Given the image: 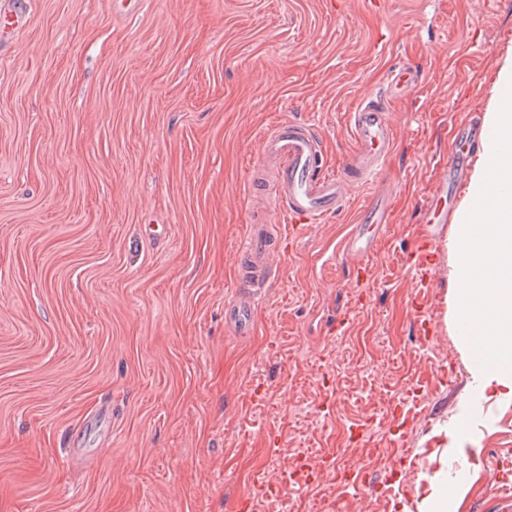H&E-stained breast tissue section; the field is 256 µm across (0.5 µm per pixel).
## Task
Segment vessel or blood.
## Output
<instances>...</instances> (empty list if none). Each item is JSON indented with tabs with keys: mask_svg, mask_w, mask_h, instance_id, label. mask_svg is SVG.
<instances>
[{
	"mask_svg": "<svg viewBox=\"0 0 512 512\" xmlns=\"http://www.w3.org/2000/svg\"><path fill=\"white\" fill-rule=\"evenodd\" d=\"M418 86L415 70L396 66L389 73L383 98L368 97L355 106L349 114L354 155L346 168L336 174L327 172L323 166L321 149L308 125L277 124L261 145L262 157L278 164L277 178L268 186L275 205L287 213L290 221L302 224L321 223L326 215L338 210L353 185L370 181L379 174L391 152L396 133L385 117V101ZM448 173V178L439 180L422 213V221L428 226L426 234L404 258L405 265L416 272L422 288L436 266L432 249L437 237L435 227L450 223L459 203L458 195L467 184L466 169L452 167ZM386 224L383 213L374 212L363 223L352 225L339 246L357 260L369 258L375 253ZM280 238L275 224H253L248 229L239 256V295L226 316L241 334L250 332L258 299L275 274L273 258Z\"/></svg>",
	"mask_w": 512,
	"mask_h": 512,
	"instance_id": "obj_1",
	"label": "vessel or blood"
}]
</instances>
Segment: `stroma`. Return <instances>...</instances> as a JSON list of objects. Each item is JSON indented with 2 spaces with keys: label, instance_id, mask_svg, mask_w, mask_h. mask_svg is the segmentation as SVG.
<instances>
[{
  "label": "stroma",
  "instance_id": "1",
  "mask_svg": "<svg viewBox=\"0 0 512 512\" xmlns=\"http://www.w3.org/2000/svg\"><path fill=\"white\" fill-rule=\"evenodd\" d=\"M22 3L0 43V512H418L461 447L448 512H503L512 400L469 408L450 238L427 290L403 254L466 159L449 126L483 119L512 56V0ZM397 63L423 83L389 105L379 178L320 224L273 211L250 183L264 135L308 123L343 168L349 112ZM373 199L391 212L365 276L343 252L317 269ZM266 217L283 241L241 336L235 257ZM310 455L333 472L275 500L251 481Z\"/></svg>",
  "mask_w": 512,
  "mask_h": 512
}]
</instances>
